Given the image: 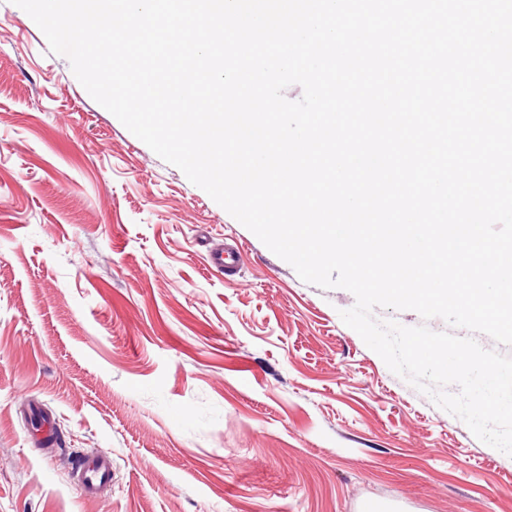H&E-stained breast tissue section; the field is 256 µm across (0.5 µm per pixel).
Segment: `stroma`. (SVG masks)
Listing matches in <instances>:
<instances>
[{"mask_svg":"<svg viewBox=\"0 0 512 512\" xmlns=\"http://www.w3.org/2000/svg\"><path fill=\"white\" fill-rule=\"evenodd\" d=\"M240 246L235 275L206 267ZM157 156L0 0V512H512V456ZM112 458L85 492L73 463Z\"/></svg>","mask_w":512,"mask_h":512,"instance_id":"stroma-1","label":"stroma"}]
</instances>
